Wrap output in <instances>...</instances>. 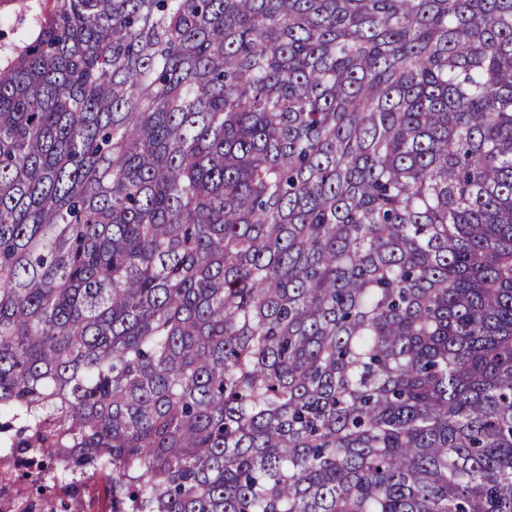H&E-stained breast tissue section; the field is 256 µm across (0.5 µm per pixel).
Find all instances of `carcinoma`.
Wrapping results in <instances>:
<instances>
[{
    "label": "carcinoma",
    "instance_id": "cac0c4a2",
    "mask_svg": "<svg viewBox=\"0 0 512 512\" xmlns=\"http://www.w3.org/2000/svg\"><path fill=\"white\" fill-rule=\"evenodd\" d=\"M4 53L21 512H512V0H54Z\"/></svg>",
    "mask_w": 512,
    "mask_h": 512
}]
</instances>
